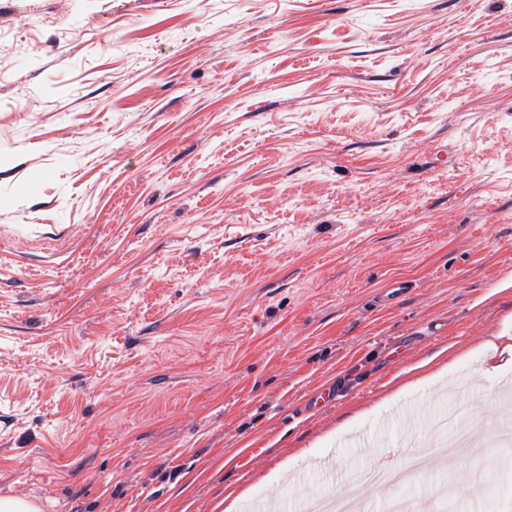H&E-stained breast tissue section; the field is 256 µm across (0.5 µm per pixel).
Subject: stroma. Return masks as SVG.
<instances>
[{
    "mask_svg": "<svg viewBox=\"0 0 512 512\" xmlns=\"http://www.w3.org/2000/svg\"><path fill=\"white\" fill-rule=\"evenodd\" d=\"M507 328L512 0H0V496H350Z\"/></svg>",
    "mask_w": 512,
    "mask_h": 512,
    "instance_id": "35a3bbf8",
    "label": "stroma"
}]
</instances>
